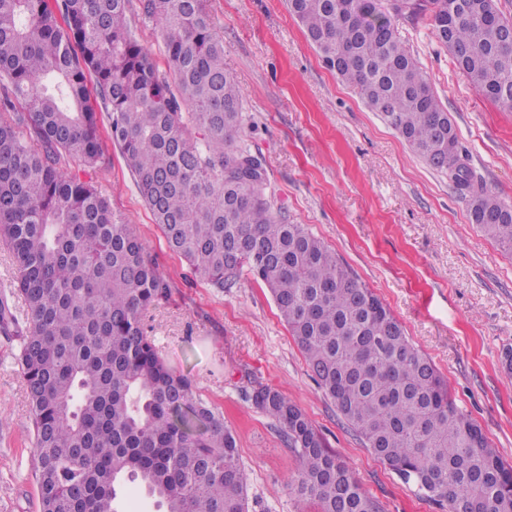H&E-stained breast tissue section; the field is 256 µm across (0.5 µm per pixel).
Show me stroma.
<instances>
[{
    "mask_svg": "<svg viewBox=\"0 0 512 512\" xmlns=\"http://www.w3.org/2000/svg\"><path fill=\"white\" fill-rule=\"evenodd\" d=\"M240 87L243 139L268 171L274 212L306 225L400 319L468 414L512 463V252L483 235L469 200L428 167L323 63L286 0H207ZM128 21L168 73L162 29L131 0ZM406 49L452 115L484 187L512 203V110L475 89L437 41L429 14L396 18ZM92 174L170 285L145 317L148 334L201 397L224 414L248 474L249 512H298L299 459L281 427L249 399L278 389L309 418L381 512H441L366 448L310 376L265 286L242 271L214 288L167 247L108 126ZM19 339L0 332V512H39L31 410L16 363Z\"/></svg>",
    "mask_w": 512,
    "mask_h": 512,
    "instance_id": "stroma-1",
    "label": "stroma"
}]
</instances>
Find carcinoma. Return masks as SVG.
Returning <instances> with one entry per match:
<instances>
[{
	"instance_id": "carcinoma-1",
	"label": "carcinoma",
	"mask_w": 512,
	"mask_h": 512,
	"mask_svg": "<svg viewBox=\"0 0 512 512\" xmlns=\"http://www.w3.org/2000/svg\"><path fill=\"white\" fill-rule=\"evenodd\" d=\"M172 79L127 20L129 0H0V242L17 271L0 328L24 321L17 362L32 412L40 512H119L142 489L162 512H247L224 414L143 325L169 294L129 224L91 181L98 112L170 251L216 288L243 268L269 291L314 380L371 452L444 512H512V465L455 406L390 309L303 224L271 209L240 144L242 98L207 0H140ZM325 65L512 252V204L475 178L451 115L391 17L429 12L485 98L512 109V26L497 0H288ZM188 111H183L184 106ZM74 158L81 169L62 161ZM252 404L299 458L294 490L318 512H379L302 410L259 386Z\"/></svg>"
}]
</instances>
